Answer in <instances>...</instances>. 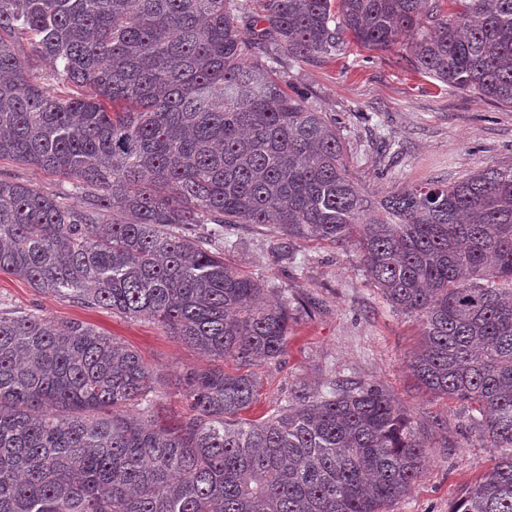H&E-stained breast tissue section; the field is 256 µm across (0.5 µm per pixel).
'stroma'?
I'll return each instance as SVG.
<instances>
[{
  "mask_svg": "<svg viewBox=\"0 0 512 512\" xmlns=\"http://www.w3.org/2000/svg\"><path fill=\"white\" fill-rule=\"evenodd\" d=\"M276 71L339 127L348 169L369 197L512 166V107L453 90L417 70L406 42L379 50L352 40L335 58L281 53ZM0 178L50 194L71 188L60 176L7 159H0ZM237 240L229 261L270 287L287 289L303 305L280 362L255 366L261 386L247 417L274 413L303 385L323 390L342 379L375 384L394 398L428 450L411 491L387 512H449L500 451L473 427L467 403L435 396L414 377L409 361L420 338L418 323L393 313L367 282L353 248L303 241L281 261L270 253L267 226L244 225ZM20 312L55 323L86 322L136 350L158 374L159 412L172 418L189 408L176 386L178 375L209 365L150 321L87 308L2 272L0 314Z\"/></svg>",
  "mask_w": 512,
  "mask_h": 512,
  "instance_id": "35a3bbf8",
  "label": "stroma"
}]
</instances>
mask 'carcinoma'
I'll use <instances>...</instances> for the list:
<instances>
[{"label": "carcinoma", "mask_w": 512, "mask_h": 512, "mask_svg": "<svg viewBox=\"0 0 512 512\" xmlns=\"http://www.w3.org/2000/svg\"><path fill=\"white\" fill-rule=\"evenodd\" d=\"M262 2L0 0V158L81 195L0 179V272L247 366L279 361L301 304L224 262L236 228L270 226L278 260L350 245L421 327L413 374L476 404L502 449L449 512H512V167L373 200L336 126L269 65L409 33L418 69L512 107V0ZM155 379L90 325L0 315V512H384L427 457L369 382L246 421L254 374L190 371L191 413L161 423Z\"/></svg>", "instance_id": "carcinoma-1"}]
</instances>
